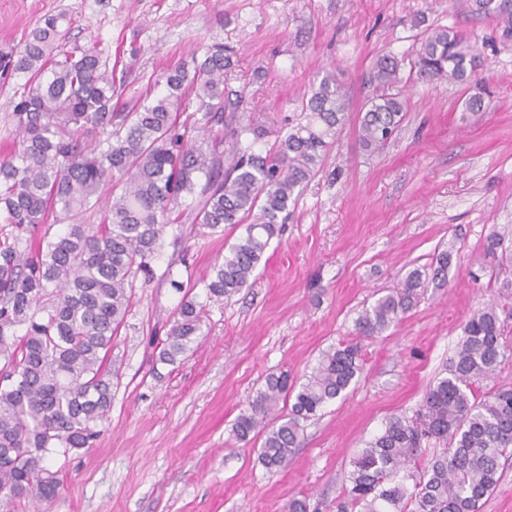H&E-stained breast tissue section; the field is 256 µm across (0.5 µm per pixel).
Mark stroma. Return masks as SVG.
I'll return each mask as SVG.
<instances>
[{
	"label": "stroma",
	"mask_w": 512,
	"mask_h": 512,
	"mask_svg": "<svg viewBox=\"0 0 512 512\" xmlns=\"http://www.w3.org/2000/svg\"><path fill=\"white\" fill-rule=\"evenodd\" d=\"M61 13L70 45L97 47L114 65L126 104L159 92L161 77L192 54L233 47L224 86L246 90L244 122L269 131L254 152L296 117L322 71L334 72L347 115L248 288L224 297L206 288L244 225L214 233L175 220L114 341L120 378L100 437L51 454L58 496L18 502L15 512H283L293 497L334 512L353 458L389 418L413 415L453 358L463 323L498 296V261L484 245L494 232L512 239V45L466 0H0V54ZM434 26L461 32L484 58L482 111L466 107L474 87L408 81L394 136L364 151L358 121L376 60L410 58ZM24 83L0 74V158L15 146L9 114ZM443 251L447 280L427 281L383 335L358 337L359 313L409 271L430 272ZM190 299L202 308L197 342L176 363L157 362ZM342 342L361 345L359 382L307 422L285 467L268 471L260 441L233 436L235 419L269 375L305 382L322 352Z\"/></svg>",
	"instance_id": "stroma-1"
}]
</instances>
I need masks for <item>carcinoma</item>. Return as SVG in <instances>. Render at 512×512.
Returning a JSON list of instances; mask_svg holds the SVG:
<instances>
[{
  "label": "carcinoma",
  "instance_id": "1",
  "mask_svg": "<svg viewBox=\"0 0 512 512\" xmlns=\"http://www.w3.org/2000/svg\"><path fill=\"white\" fill-rule=\"evenodd\" d=\"M469 7L495 22L502 43H512V0H469ZM69 27L66 15L50 16L19 51L0 56L28 86L11 112L18 147L0 160V512H14L22 499L55 498L52 449L65 455L99 436L119 375L112 343L134 282L153 277L173 209L213 232L258 213L207 284L213 296L238 292L280 234L295 189L318 174L345 121V95L327 73L302 96L288 131L265 155L253 153L241 139L263 130L241 121L243 92L226 95L234 52L222 44L208 47L193 70L170 71L165 94L114 112V71L94 49L63 50ZM402 64L392 55L376 61L358 126L367 151L384 146L403 119ZM483 68L467 38L446 27L426 30L410 60L417 77L454 84L477 80ZM193 100L199 117L187 126L179 116ZM226 138L236 145L227 165ZM106 186L100 222L86 223ZM51 219L67 229L50 234ZM423 287L422 272L410 271L398 291L359 314L358 334L380 336L396 326ZM498 310L491 303L473 312L446 375L419 410L390 418L362 449L336 512H480L512 449V389L480 393L509 351ZM179 316L159 352L164 364L176 363L201 330L195 301H185ZM362 370L360 347L341 343L322 353L304 383L284 372L268 376L234 422L235 438H263L262 465L284 466L304 423L346 397ZM281 401L289 408L275 416ZM431 439L445 448L422 467L419 451Z\"/></svg>",
  "mask_w": 512,
  "mask_h": 512
}]
</instances>
